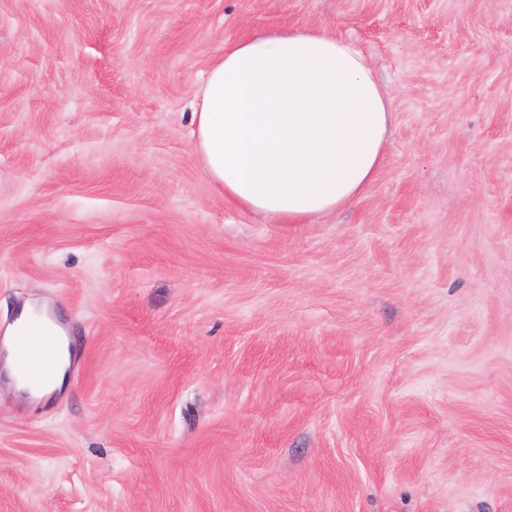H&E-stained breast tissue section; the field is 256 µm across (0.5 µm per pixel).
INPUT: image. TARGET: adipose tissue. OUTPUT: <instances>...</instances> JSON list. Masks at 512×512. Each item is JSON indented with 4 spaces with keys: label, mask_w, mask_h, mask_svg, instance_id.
<instances>
[{
    "label": "adipose tissue",
    "mask_w": 512,
    "mask_h": 512,
    "mask_svg": "<svg viewBox=\"0 0 512 512\" xmlns=\"http://www.w3.org/2000/svg\"><path fill=\"white\" fill-rule=\"evenodd\" d=\"M195 147L228 202L277 224H306L357 200L385 154L392 102L369 57L350 38L321 28L247 35L210 65L192 113ZM31 355L48 364L39 388L5 372L17 392L40 399L61 388L69 340L57 320Z\"/></svg>",
    "instance_id": "adipose-tissue-1"
}]
</instances>
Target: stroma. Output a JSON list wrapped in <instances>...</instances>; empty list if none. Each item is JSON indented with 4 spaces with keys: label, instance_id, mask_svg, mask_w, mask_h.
<instances>
[{
    "label": "stroma",
    "instance_id": "35a3bbf8",
    "mask_svg": "<svg viewBox=\"0 0 512 512\" xmlns=\"http://www.w3.org/2000/svg\"><path fill=\"white\" fill-rule=\"evenodd\" d=\"M334 30L393 99L380 172L308 224L194 149L227 43ZM0 512H512V0H0ZM33 313L34 308L31 305H24L12 329L6 332L4 369L6 374L12 378L17 392L23 393L31 399H41L64 385L66 370L70 364V349L69 339L56 318L47 319L53 338L46 336L37 337L30 348V353L34 358L42 362L46 360L48 364V378L42 387L36 389L29 388L17 376L14 352L21 375L33 384L40 383L44 379V369L39 364L31 362L26 358V353L33 341V336L27 327H18L19 324L31 319ZM13 335L14 351L9 338V336Z\"/></svg>",
    "mask_w": 512,
    "mask_h": 512
}]
</instances>
